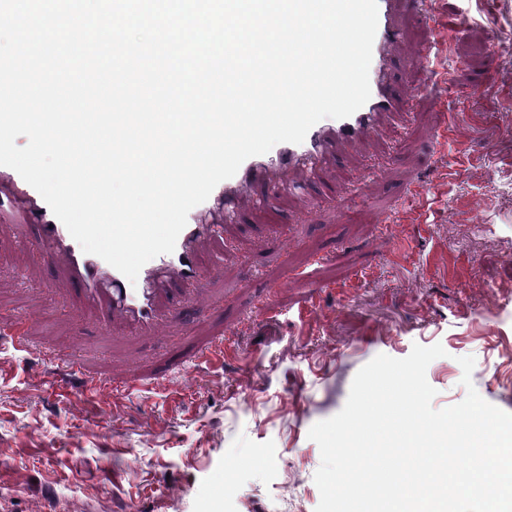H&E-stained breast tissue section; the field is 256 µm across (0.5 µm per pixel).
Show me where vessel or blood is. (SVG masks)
I'll list each match as a JSON object with an SVG mask.
<instances>
[{
  "instance_id": "vessel-or-blood-1",
  "label": "vessel or blood",
  "mask_w": 512,
  "mask_h": 512,
  "mask_svg": "<svg viewBox=\"0 0 512 512\" xmlns=\"http://www.w3.org/2000/svg\"><path fill=\"white\" fill-rule=\"evenodd\" d=\"M377 3L378 28L369 69L370 99L348 118L319 121L302 143H280L265 154L246 159L233 177L220 182L213 190L214 195L224 198L225 216H232L236 197L243 188L262 185L273 193L291 190L290 170L316 172L335 145L355 140L384 113L404 111L406 96L392 85L388 60L391 45L401 36L397 11L405 9L417 21L427 24L433 23L434 15L427 0H377ZM1 193L13 198L10 216L28 220L32 211H39L40 223H30L21 236L22 243L32 247L46 265L52 264L58 254L67 256L68 275L77 286L79 305L91 309L99 329L106 332L116 323L132 330L155 325L158 296L170 280L194 288L200 286L206 275L194 249L195 240L201 236L217 241L224 238L223 225L198 223L203 208L195 206L188 214L174 251L156 256L153 264L142 268L139 272L142 286L138 293L131 294L125 287L124 276L102 258L84 253L50 209L38 208L36 190L6 166H0ZM61 374L95 390L109 386L121 392L135 386L131 380L109 385L105 380L93 379L76 363L65 364Z\"/></svg>"
}]
</instances>
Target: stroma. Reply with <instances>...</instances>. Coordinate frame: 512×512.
I'll return each instance as SVG.
<instances>
[{
  "label": "stroma",
  "mask_w": 512,
  "mask_h": 512,
  "mask_svg": "<svg viewBox=\"0 0 512 512\" xmlns=\"http://www.w3.org/2000/svg\"><path fill=\"white\" fill-rule=\"evenodd\" d=\"M432 5L436 26L402 18L391 71L420 84L419 50L439 37L447 81L342 144L273 212L244 190L228 251L197 241L211 276L178 316V289L161 296L159 327L109 337L74 316L65 258L32 263L0 222V320L24 312L32 345L0 339V512H315L310 428L375 356L416 344L445 350L426 371L434 408L465 398L471 356L477 392L512 413V49L496 44L512 0ZM444 112L459 119L443 139ZM384 209L398 221L383 233ZM217 337L223 362H192ZM48 353L143 385L74 392Z\"/></svg>",
  "instance_id": "1"
}]
</instances>
